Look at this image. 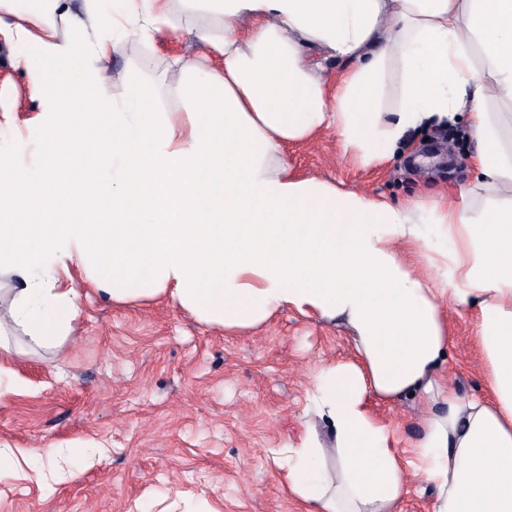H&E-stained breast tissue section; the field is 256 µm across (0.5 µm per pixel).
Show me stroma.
<instances>
[{"label":"stroma","mask_w":512,"mask_h":512,"mask_svg":"<svg viewBox=\"0 0 512 512\" xmlns=\"http://www.w3.org/2000/svg\"><path fill=\"white\" fill-rule=\"evenodd\" d=\"M172 23L153 47L116 38L113 74L139 71L170 108H182L171 81L174 58L195 52L187 28L213 15L170 0ZM27 46L0 39V155L28 165L46 157L39 117L49 100L33 96L10 55ZM475 143L449 141L438 127L414 135V149L374 168L344 152L334 130L287 154L306 177L396 203L419 194L469 188ZM75 333L61 347L15 355L0 377V446L44 448L96 441L97 453L74 455L42 475L0 468V512H298L271 461L272 450L306 419L312 369L352 357L349 329L312 314L279 310L268 322L237 332L198 322L168 298L115 303L82 271ZM452 346L448 381L464 397L484 392L472 341L471 314L448 309ZM412 459L423 432L416 402L378 404Z\"/></svg>","instance_id":"1"}]
</instances>
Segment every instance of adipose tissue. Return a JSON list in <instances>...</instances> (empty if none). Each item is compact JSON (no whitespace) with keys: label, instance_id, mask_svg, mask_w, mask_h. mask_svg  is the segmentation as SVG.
Listing matches in <instances>:
<instances>
[{"label":"adipose tissue","instance_id":"1","mask_svg":"<svg viewBox=\"0 0 512 512\" xmlns=\"http://www.w3.org/2000/svg\"><path fill=\"white\" fill-rule=\"evenodd\" d=\"M168 2L120 0L136 42L169 24ZM198 2L222 18L191 33L216 62L176 60L174 112L127 74L122 101L102 94V0H0V29L40 51L13 66L57 103L46 163L0 157V323L30 349L62 345L77 270L114 301L166 294L227 331L283 307L343 322L353 357L314 367L304 429L274 452L303 512H398L411 472L435 490L430 512H512V0ZM62 25L95 37L77 46ZM314 54L347 62L336 89ZM394 56L402 100L384 112ZM464 118L476 181L427 202L344 192L283 155L332 128L377 166L410 131ZM449 304L475 316L483 395L448 383ZM409 398L425 432L406 464L374 402Z\"/></svg>","mask_w":512,"mask_h":512}]
</instances>
